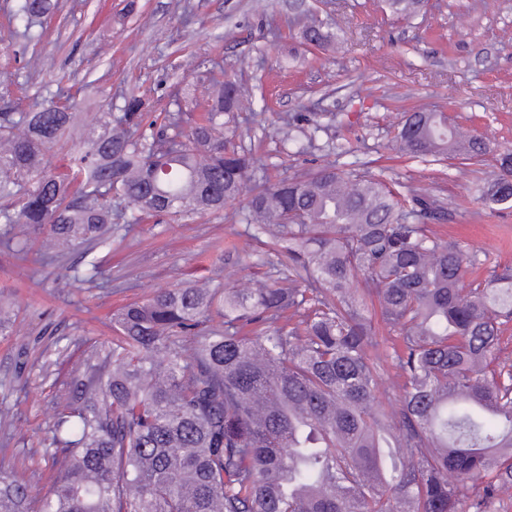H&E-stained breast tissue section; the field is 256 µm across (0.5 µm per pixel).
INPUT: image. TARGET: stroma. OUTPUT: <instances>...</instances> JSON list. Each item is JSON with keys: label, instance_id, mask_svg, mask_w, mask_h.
<instances>
[{"label": "stroma", "instance_id": "35a3bbf8", "mask_svg": "<svg viewBox=\"0 0 512 512\" xmlns=\"http://www.w3.org/2000/svg\"><path fill=\"white\" fill-rule=\"evenodd\" d=\"M14 5L0 0V108L51 104L63 76L80 87L91 127L102 112L122 111L132 94L145 111H169L178 83L189 110L208 100L202 62L215 59L235 79L257 85L272 113L347 114L349 153L329 149L331 125L317 134L319 163L364 167L447 198L438 232L467 245L485 268L512 269V210L489 211L478 192L496 154L512 150V0H428L426 12L406 20L382 11L379 0H328L344 36L314 53L298 50L289 26L317 0H59L31 40ZM417 107L448 113L484 135L493 155L481 166L401 157L387 143ZM235 142L255 152L273 178L311 167L262 114ZM246 204L242 197L218 214L149 219L132 238L113 232L111 294L74 279L73 268L87 263L80 253L57 266L44 265L35 242L18 256L0 253V297L16 313L11 334L0 336V414L19 438L47 436L53 391L42 365L55 359L56 347L110 340L113 309L176 287L186 271L219 287L248 288L262 276L248 262L256 245L234 219ZM217 239L235 245L220 260L211 252Z\"/></svg>", "mask_w": 512, "mask_h": 512}]
</instances>
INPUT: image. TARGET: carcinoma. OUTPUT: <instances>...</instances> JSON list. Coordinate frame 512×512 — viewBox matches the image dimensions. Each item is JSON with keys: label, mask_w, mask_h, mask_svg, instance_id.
Here are the masks:
<instances>
[{"label": "carcinoma", "mask_w": 512, "mask_h": 512, "mask_svg": "<svg viewBox=\"0 0 512 512\" xmlns=\"http://www.w3.org/2000/svg\"><path fill=\"white\" fill-rule=\"evenodd\" d=\"M410 18L427 0H382ZM54 0H18L22 36ZM303 44L341 33L309 13ZM217 94L199 116L173 91L164 121L133 96L84 124L73 87L63 108L0 110V249L45 259L94 253L121 218L124 235L151 218L219 213L253 184L244 221L272 275L245 291L194 279L112 312V341L55 362L53 422L23 457L56 473L45 494L0 469V512H495L512 485V271L463 280L478 256L436 235L448 203L338 164L270 181L234 139L253 88L207 69ZM319 112L281 118V141L315 147ZM390 145L410 160L474 164L482 137L443 112L415 109ZM481 186L492 210L512 208V151ZM106 259L81 280L112 290ZM401 407L387 419L385 364ZM472 488L466 500L463 490Z\"/></svg>", "instance_id": "cac0c4a2"}]
</instances>
